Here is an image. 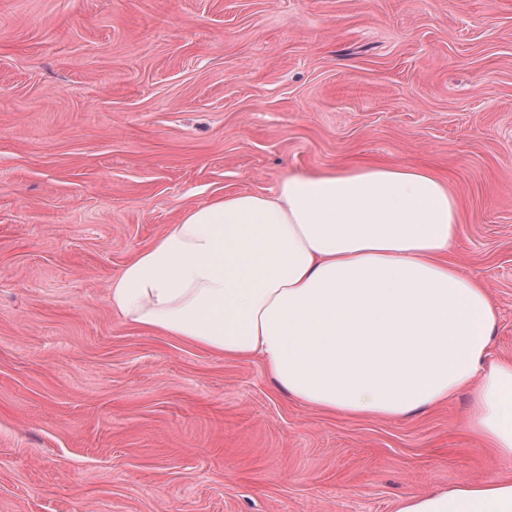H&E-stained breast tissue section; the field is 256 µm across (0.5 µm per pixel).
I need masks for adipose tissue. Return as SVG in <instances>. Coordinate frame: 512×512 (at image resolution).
Here are the masks:
<instances>
[{"label":"adipose tissue","instance_id":"ef3b65f1","mask_svg":"<svg viewBox=\"0 0 512 512\" xmlns=\"http://www.w3.org/2000/svg\"><path fill=\"white\" fill-rule=\"evenodd\" d=\"M459 207L409 165L291 173L268 193L186 209L112 282L125 320L203 350L261 358L328 413L401 419L467 391L466 425L512 462V360H495L486 288L447 259ZM397 512H512L498 472Z\"/></svg>","mask_w":512,"mask_h":512}]
</instances>
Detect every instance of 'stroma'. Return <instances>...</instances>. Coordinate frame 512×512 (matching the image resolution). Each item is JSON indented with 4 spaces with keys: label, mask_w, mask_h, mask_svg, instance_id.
<instances>
[{
    "label": "stroma",
    "mask_w": 512,
    "mask_h": 512,
    "mask_svg": "<svg viewBox=\"0 0 512 512\" xmlns=\"http://www.w3.org/2000/svg\"><path fill=\"white\" fill-rule=\"evenodd\" d=\"M424 166L512 358V0H0V512H395L497 463L467 394L320 412L109 304L187 208Z\"/></svg>",
    "instance_id": "stroma-1"
}]
</instances>
